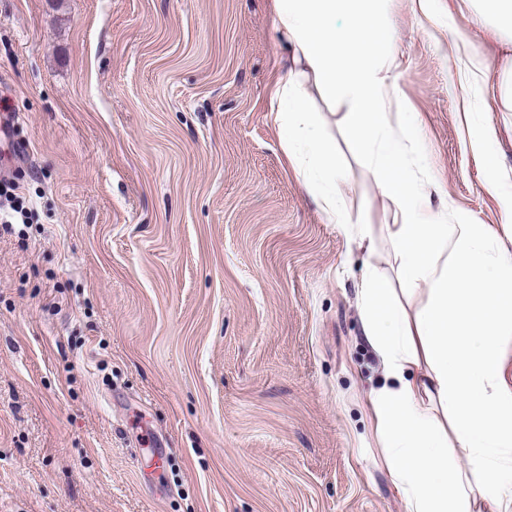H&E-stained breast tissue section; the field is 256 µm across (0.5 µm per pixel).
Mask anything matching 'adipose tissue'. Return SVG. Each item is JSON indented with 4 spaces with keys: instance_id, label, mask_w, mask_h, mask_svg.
<instances>
[{
    "instance_id": "adipose-tissue-1",
    "label": "adipose tissue",
    "mask_w": 512,
    "mask_h": 512,
    "mask_svg": "<svg viewBox=\"0 0 512 512\" xmlns=\"http://www.w3.org/2000/svg\"><path fill=\"white\" fill-rule=\"evenodd\" d=\"M273 13L284 75L271 109L289 161L375 251L372 225L338 207L345 176L317 102L342 103L347 139L398 218L394 276L371 272L357 290L365 339L395 381L371 395L390 482L406 512H512V225L495 235L421 213L424 185L404 171L391 124L396 45L369 0H273Z\"/></svg>"
}]
</instances>
